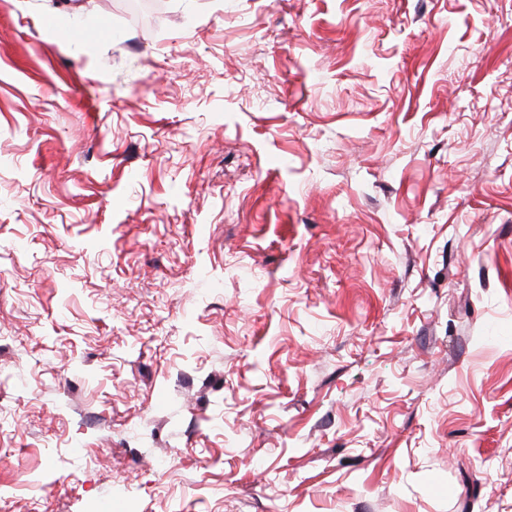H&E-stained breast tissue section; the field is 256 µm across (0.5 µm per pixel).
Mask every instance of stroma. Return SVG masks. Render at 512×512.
<instances>
[{"label": "stroma", "instance_id": "stroma-1", "mask_svg": "<svg viewBox=\"0 0 512 512\" xmlns=\"http://www.w3.org/2000/svg\"><path fill=\"white\" fill-rule=\"evenodd\" d=\"M162 5L0 0V512H512V0Z\"/></svg>", "mask_w": 512, "mask_h": 512}]
</instances>
